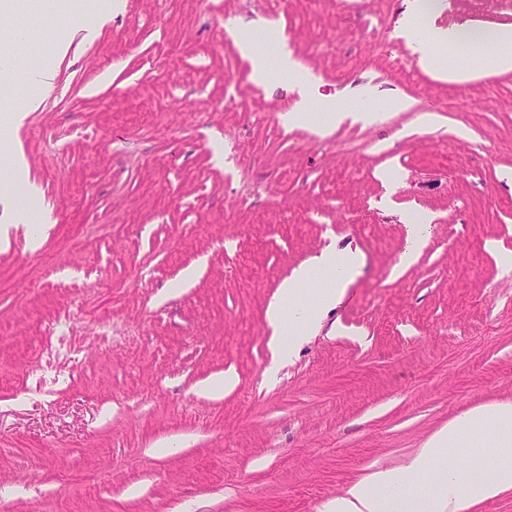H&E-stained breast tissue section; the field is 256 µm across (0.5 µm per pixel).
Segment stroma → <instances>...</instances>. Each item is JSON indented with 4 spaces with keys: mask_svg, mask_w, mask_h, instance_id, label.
<instances>
[{
    "mask_svg": "<svg viewBox=\"0 0 512 512\" xmlns=\"http://www.w3.org/2000/svg\"><path fill=\"white\" fill-rule=\"evenodd\" d=\"M103 2L61 58L68 28L42 0L13 19L11 68L57 79L0 87L43 98L11 134L29 180L9 187L0 247V512H319L450 419L512 401V72L439 81L399 34L404 0H122L102 26ZM252 19L256 51L277 21L321 94L412 107L324 138L287 125L294 94L256 83L227 35ZM464 22L512 27V0H441L419 30ZM416 210L428 243L391 277L397 214ZM331 245L364 255L327 317L342 333L270 374L267 306ZM227 371L232 391L201 396Z\"/></svg>",
    "mask_w": 512,
    "mask_h": 512,
    "instance_id": "35a3bbf8",
    "label": "stroma"
}]
</instances>
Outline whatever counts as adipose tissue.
Instances as JSON below:
<instances>
[{
  "instance_id": "obj_1",
  "label": "adipose tissue",
  "mask_w": 512,
  "mask_h": 512,
  "mask_svg": "<svg viewBox=\"0 0 512 512\" xmlns=\"http://www.w3.org/2000/svg\"><path fill=\"white\" fill-rule=\"evenodd\" d=\"M229 34L249 58L253 79L262 85L287 83L296 96L286 123L309 129L323 137L343 123L373 125L383 113L349 106L342 97L319 94L310 74L293 57L282 32L274 34V53H257L246 28ZM416 53L421 67L442 81L459 82L473 69L512 71V27L485 32L469 25L435 30L418 39ZM406 228L405 246L392 276L413 265L426 246L433 222L428 212L401 214ZM363 255L352 247L326 248L296 268L270 302L266 318L277 337V352L295 351L322 329L328 312L340 303L359 275ZM489 447L481 474L471 477L459 464L473 438ZM430 491H421L426 478ZM383 496L371 494V487ZM512 492V402H496L471 409L433 432L403 464L372 471L341 495L325 502L320 512H473L484 502Z\"/></svg>"
}]
</instances>
